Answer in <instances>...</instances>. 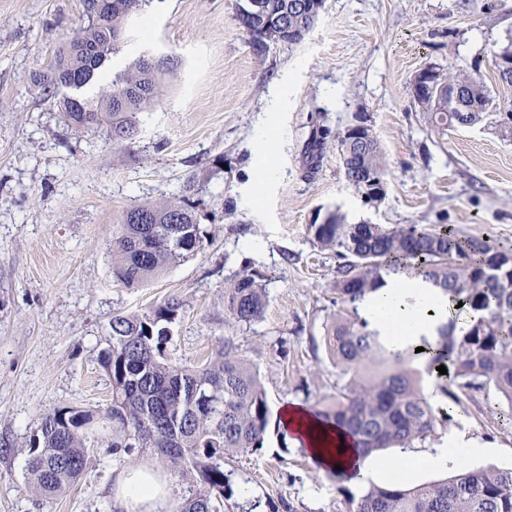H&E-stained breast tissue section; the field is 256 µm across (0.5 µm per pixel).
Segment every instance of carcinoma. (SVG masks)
<instances>
[{"mask_svg":"<svg viewBox=\"0 0 512 512\" xmlns=\"http://www.w3.org/2000/svg\"><path fill=\"white\" fill-rule=\"evenodd\" d=\"M304 10L288 12V27L260 21L242 24L254 54L279 43L299 44L315 26L324 0H302ZM145 0H83L87 25L35 78L47 97H73L78 112H65L77 127L112 119V142L123 145L135 134L137 115L164 94L158 67L140 57L112 74V55L129 20ZM437 93L419 96L415 106L439 131L472 128L487 118L490 90L480 66L470 70L431 68ZM94 95L85 94L88 88ZM359 167L351 168L357 147L346 132L336 134L345 179L351 173L375 174L386 184L388 169L373 125L363 130ZM143 215L148 223L134 217ZM179 216L173 223L172 217ZM322 250L343 259L334 291L336 314L324 339L332 363L341 370L336 395L313 412L324 423L344 429L366 455L385 448H413L437 428L431 397L415 360L448 365L450 376L437 391L455 402L487 386L512 406V246L466 236L448 224H351L336 211L309 225ZM205 237L188 196L136 206L122 216L112 238V276L126 287L160 277L192 259ZM393 274L440 289L448 302L463 303L466 320L439 329V339L388 348L369 328L359 307L367 294ZM268 305L264 276L248 270L224 281V319L228 324L260 320ZM183 302L171 296L147 312L112 317L111 341L101 364L112 380V399L101 412L62 407L45 416L30 441V488L40 496L61 494L85 469L98 447L166 448L169 465L199 485L179 512H221L231 496L224 459L263 448L271 424L259 372L245 360L230 336L205 362L171 363L169 325L180 319ZM112 423L115 436L95 435V420ZM352 512H512V469H465L442 481L408 487H371Z\"/></svg>","mask_w":512,"mask_h":512,"instance_id":"1","label":"carcinoma"}]
</instances>
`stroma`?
<instances>
[{
  "mask_svg": "<svg viewBox=\"0 0 512 512\" xmlns=\"http://www.w3.org/2000/svg\"><path fill=\"white\" fill-rule=\"evenodd\" d=\"M238 0H148L113 57H172L167 92L138 116L132 144L106 127L66 123L35 74L87 24L82 0H0V512H113L112 488L129 465L169 480V510L197 490L150 448H97L81 476L52 499L28 483L29 442L59 407L100 410L112 386L100 363L118 314L171 296L173 363L203 362L233 337L255 366L271 410L314 407L336 392L340 371L322 344L336 311L339 257L308 232L333 209L349 222L451 224L512 243V138L495 124L438 135L414 105L411 85L427 66L481 62L491 108L512 104L495 54L512 36V0L493 14L482 0H325L298 45L256 56L236 20ZM379 136L386 196L364 203L335 146L356 114ZM271 174L260 178L262 161ZM193 191H186V184ZM188 195L207 238L193 259L127 288L112 277V234L126 210ZM266 280L268 306L250 325L224 320V281L242 270ZM447 415L418 447L457 438L493 449L484 468L512 469V407L463 405L435 396ZM224 512H350L364 487L320 472L301 449L269 435L263 448L225 464Z\"/></svg>",
  "mask_w": 512,
  "mask_h": 512,
  "instance_id": "obj_1",
  "label": "stroma"
}]
</instances>
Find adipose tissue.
I'll return each mask as SVG.
<instances>
[{
	"label": "adipose tissue",
	"mask_w": 512,
	"mask_h": 512,
	"mask_svg": "<svg viewBox=\"0 0 512 512\" xmlns=\"http://www.w3.org/2000/svg\"><path fill=\"white\" fill-rule=\"evenodd\" d=\"M362 314L370 327L385 336L392 348L421 344L435 336L448 319V298L434 288L394 276L368 294ZM279 425L294 447L302 449L320 470L341 466L346 477L364 483L366 479L398 481L399 467L360 454L343 430L317 419L313 412L293 402L277 414ZM115 512H168V489L151 469L134 465L118 479L112 495Z\"/></svg>",
	"instance_id": "obj_1"
}]
</instances>
